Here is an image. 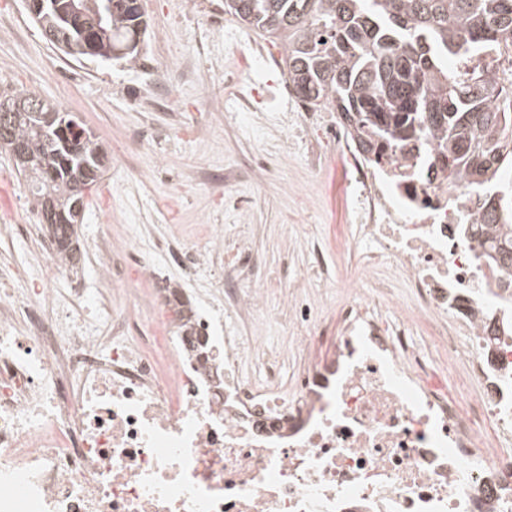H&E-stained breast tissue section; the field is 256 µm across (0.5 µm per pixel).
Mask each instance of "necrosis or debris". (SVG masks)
<instances>
[{"label": "necrosis or debris", "mask_w": 512, "mask_h": 512, "mask_svg": "<svg viewBox=\"0 0 512 512\" xmlns=\"http://www.w3.org/2000/svg\"><path fill=\"white\" fill-rule=\"evenodd\" d=\"M351 166L340 245L407 288L395 319L358 297L339 310L336 357L292 381L243 377L250 341L165 321L158 272L145 304L113 316L123 243L102 230L99 286L13 267L0 289V512H512V280L460 227L478 207L434 151L374 163L344 119ZM162 317L164 357L143 312ZM464 365L449 392L436 354Z\"/></svg>", "instance_id": "4bbe7bcc"}]
</instances>
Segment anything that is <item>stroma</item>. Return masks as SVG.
Wrapping results in <instances>:
<instances>
[{
  "label": "stroma",
  "mask_w": 512,
  "mask_h": 512,
  "mask_svg": "<svg viewBox=\"0 0 512 512\" xmlns=\"http://www.w3.org/2000/svg\"><path fill=\"white\" fill-rule=\"evenodd\" d=\"M23 0H0V93L26 89L75 116L105 146L108 162L78 226L84 287L98 285L91 252L102 225L172 284L159 241L203 248L216 230L228 251L258 258L242 289L269 278L261 307L244 318L259 336L241 365L260 378L268 359L283 376L302 362L290 304L311 303L327 336L312 357L336 354L337 313L370 288L343 255L348 219L344 155L319 133L298 137L284 122L297 104L278 45L224 13V0H141L149 22L146 75L135 63L77 61L52 46ZM38 207L10 157L0 153V225L35 221ZM345 279L355 288L342 287Z\"/></svg>",
  "instance_id": "stroma-1"
}]
</instances>
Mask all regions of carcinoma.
I'll return each instance as SVG.
<instances>
[{"instance_id": "cac0c4a2", "label": "carcinoma", "mask_w": 512, "mask_h": 512, "mask_svg": "<svg viewBox=\"0 0 512 512\" xmlns=\"http://www.w3.org/2000/svg\"><path fill=\"white\" fill-rule=\"evenodd\" d=\"M52 2L27 0L41 30L55 32L57 48L76 60L100 59L85 50L84 24ZM82 2L102 16L99 47L136 62L141 7ZM224 11L279 44L289 91L341 113L360 145L432 148L448 161L449 175L483 202L472 234L499 240L493 260L512 276V199L498 196L500 172L512 168V75L503 68L512 59V0H224ZM18 145L28 156L15 153ZM0 151L38 205L51 204L49 228L75 259L76 227L105 168L102 144L44 99L0 132Z\"/></svg>"}]
</instances>
